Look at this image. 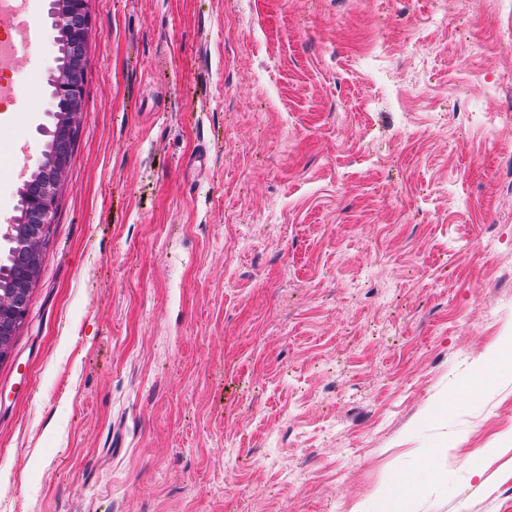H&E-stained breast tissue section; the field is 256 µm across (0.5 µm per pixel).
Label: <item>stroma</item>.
Instances as JSON below:
<instances>
[{
	"label": "stroma",
	"mask_w": 512,
	"mask_h": 512,
	"mask_svg": "<svg viewBox=\"0 0 512 512\" xmlns=\"http://www.w3.org/2000/svg\"><path fill=\"white\" fill-rule=\"evenodd\" d=\"M44 33L0 127L51 123ZM507 0H89L82 114L0 362V512H512ZM411 483L410 479L405 482L400 481L391 494L383 491L375 495L360 512H404L406 494L402 488L410 486Z\"/></svg>",
	"instance_id": "1"
}]
</instances>
